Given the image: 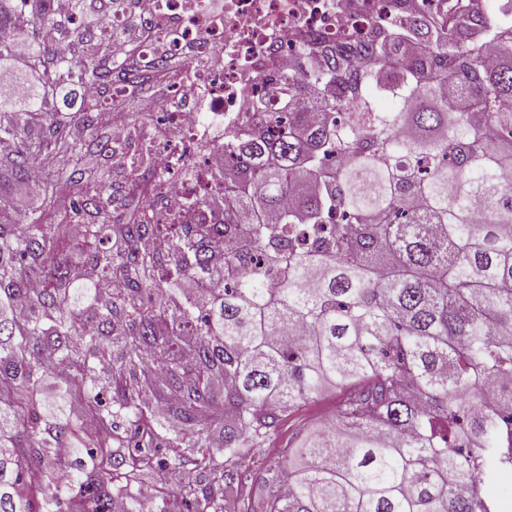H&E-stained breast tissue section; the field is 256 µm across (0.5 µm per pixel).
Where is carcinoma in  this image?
Returning a JSON list of instances; mask_svg holds the SVG:
<instances>
[{"mask_svg": "<svg viewBox=\"0 0 512 512\" xmlns=\"http://www.w3.org/2000/svg\"><path fill=\"white\" fill-rule=\"evenodd\" d=\"M52 2L0 0V29L42 73L28 97L0 96L26 108L0 124L15 143L0 207L44 172L31 209L0 223V512H174L172 497L188 512H501L471 471L512 469V0H467L446 24L431 0H394L364 42L301 52L278 110L257 99L224 141L220 224H157L153 201L112 223V137L82 139L101 113L55 102L126 66L48 41L110 31L117 0H73L81 16L100 3L81 32ZM92 145L107 167L83 163ZM61 197L68 218L46 220ZM158 234L166 253L139 248ZM76 259L101 281L73 278ZM51 358L83 414L42 411ZM330 383L333 424L264 460L256 495L244 463Z\"/></svg>", "mask_w": 512, "mask_h": 512, "instance_id": "cac0c4a2", "label": "carcinoma"}]
</instances>
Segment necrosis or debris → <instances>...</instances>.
Returning <instances> with one entry per match:
<instances>
[{
	"instance_id": "obj_1",
	"label": "necrosis or debris",
	"mask_w": 512,
	"mask_h": 512,
	"mask_svg": "<svg viewBox=\"0 0 512 512\" xmlns=\"http://www.w3.org/2000/svg\"><path fill=\"white\" fill-rule=\"evenodd\" d=\"M143 68L182 58L164 70L169 101L149 108L145 128L112 126V163L125 169L166 166L169 174L136 189L157 203L162 224H210L224 212L213 175L224 165V141L239 129L251 101L295 67L307 36L359 38L381 0H136ZM209 202L206 210L195 198Z\"/></svg>"
}]
</instances>
